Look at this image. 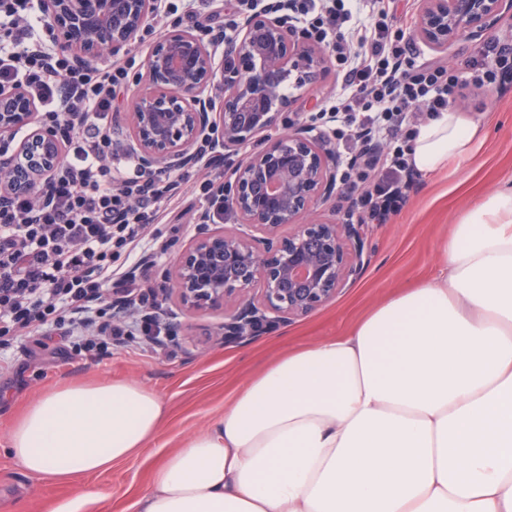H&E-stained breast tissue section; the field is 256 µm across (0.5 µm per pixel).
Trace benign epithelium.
Wrapping results in <instances>:
<instances>
[{"mask_svg":"<svg viewBox=\"0 0 512 512\" xmlns=\"http://www.w3.org/2000/svg\"><path fill=\"white\" fill-rule=\"evenodd\" d=\"M43 9L56 43L87 63L127 50L157 14L158 0H44ZM509 11L512 0H420L415 34L446 50L462 35L481 36ZM228 52L231 63H219L214 47L187 30L167 32L153 45L146 89L131 112L134 150L144 161L177 167L209 134L224 153L238 151L286 108L283 83L291 73L311 78L326 61L322 46L265 14L246 19ZM36 112L28 92L0 86V139L29 128L17 153L0 160L17 192L44 182L59 159L58 144L38 125ZM343 164L326 130L308 122L291 124L247 155L221 189L224 206L245 228L192 239L165 273L158 301L174 297L189 313L224 310L226 344L331 302L357 278L368 253L365 225L349 217L324 222L311 210L330 200Z\"/></svg>","mask_w":512,"mask_h":512,"instance_id":"benign-epithelium-1","label":"benign epithelium"}]
</instances>
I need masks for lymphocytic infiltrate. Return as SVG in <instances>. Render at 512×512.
<instances>
[{
  "label": "lymphocytic infiltrate",
  "mask_w": 512,
  "mask_h": 512,
  "mask_svg": "<svg viewBox=\"0 0 512 512\" xmlns=\"http://www.w3.org/2000/svg\"><path fill=\"white\" fill-rule=\"evenodd\" d=\"M385 0H279L293 21L327 45L343 85L327 111L347 130V148L377 139L380 154L348 167L357 198L352 211L371 217L399 209L400 184L410 171L407 151L418 125L455 104L464 89L512 76V40L479 47L463 66L416 62L405 31L386 22ZM128 65H74L56 52L42 0H0V84L25 88L38 117L65 147L53 174L31 193L6 189L0 177V335L24 336L45 325L93 326L79 351L144 335L161 343L169 329L146 312L150 294L122 277L155 225L162 205L192 171L146 170L112 128V101ZM143 308L138 330L113 323L99 302L104 290Z\"/></svg>",
  "instance_id": "obj_1"
}]
</instances>
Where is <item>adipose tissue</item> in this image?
<instances>
[{"label":"adipose tissue","instance_id":"adipose-tissue-1","mask_svg":"<svg viewBox=\"0 0 512 512\" xmlns=\"http://www.w3.org/2000/svg\"><path fill=\"white\" fill-rule=\"evenodd\" d=\"M486 136L448 111L419 126L420 174ZM165 403L122 380L58 383L11 425L28 474L81 488L153 442ZM140 512H512V181L461 214L425 282L348 335L282 355L157 465Z\"/></svg>","mask_w":512,"mask_h":512}]
</instances>
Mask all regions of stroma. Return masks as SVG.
<instances>
[{
  "label": "stroma",
  "instance_id": "35a3bbf8",
  "mask_svg": "<svg viewBox=\"0 0 512 512\" xmlns=\"http://www.w3.org/2000/svg\"><path fill=\"white\" fill-rule=\"evenodd\" d=\"M152 40L134 42L118 62L135 59L134 82L112 103V126L124 145H131L130 112L141 90ZM342 76L333 63L312 80L287 86L288 105L267 132L274 138L289 124L309 121L311 114L339 94ZM457 111L481 118L486 137L477 152L455 173L415 175L401 208L386 219L368 222V256L357 279L330 303L307 316L281 324L246 343L225 345L220 326L223 311L183 314L169 302L168 322L175 340L153 350L135 340L94 357L76 354L70 340L52 336L39 345L26 339L0 337V512H61L77 494L67 483L27 474L6 454L8 427L23 406L62 379H126L155 389L166 415L157 439L139 456L113 465L111 472L89 480L103 494L97 512H139V496L154 468L183 441L223 413L248 380L285 352L325 338L341 336L375 305L400 289L427 278L440 260V247L450 226L476 199L512 179V82L469 90ZM208 201L195 197L193 184L181 186L168 208L167 225L175 239L156 241L166 253L151 270L146 285L160 287L171 259L202 230L240 224L233 211L223 222H200Z\"/></svg>",
  "mask_w": 512,
  "mask_h": 512
}]
</instances>
